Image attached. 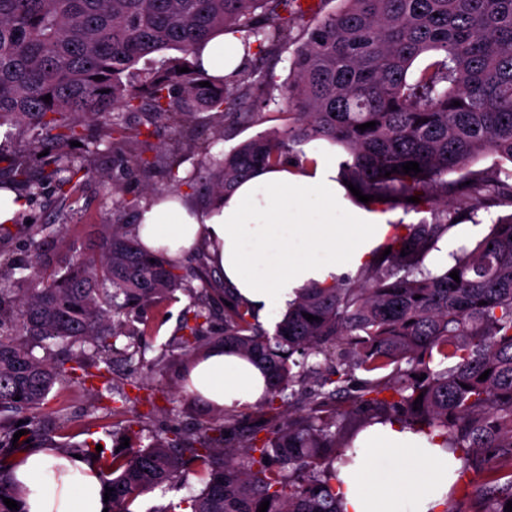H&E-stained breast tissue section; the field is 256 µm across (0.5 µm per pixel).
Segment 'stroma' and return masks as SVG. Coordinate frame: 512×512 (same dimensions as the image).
Returning <instances> with one entry per match:
<instances>
[{
  "instance_id": "35a3bbf8",
  "label": "stroma",
  "mask_w": 512,
  "mask_h": 512,
  "mask_svg": "<svg viewBox=\"0 0 512 512\" xmlns=\"http://www.w3.org/2000/svg\"><path fill=\"white\" fill-rule=\"evenodd\" d=\"M316 2L315 13L297 22L288 41L274 54L263 58L257 50H250L247 69L259 65L266 73L265 86L254 90L252 95L251 109L257 112L258 120L247 127L226 123L224 139L218 145L220 151H230L243 141L285 123L287 115L280 94L288 81L293 56L304 40L307 29L313 27L320 17L333 11L338 4V0ZM71 202L73 212L64 229V241L84 251L92 250L98 242L102 224L112 218L111 205L106 202L98 183L92 180L82 185ZM183 308V303L179 302L169 306H151L141 313L142 321L159 327L157 335L143 338L140 355L142 363L146 365L143 382L157 390L158 405L152 416V427L156 430L168 426L183 427L202 419L205 414L203 403L187 401L173 386L165 369L154 364L155 359L162 354L172 361L179 358L181 351L173 347L171 341ZM48 407L63 410L67 414L69 443L73 446L98 443L105 448H112L114 435L122 434L126 426L125 416L104 415L98 408L95 395L80 387L54 390L48 397ZM201 486L199 477L186 475L176 488L166 492L154 490L142 495L136 508L138 512H177L181 501L197 494Z\"/></svg>"
}]
</instances>
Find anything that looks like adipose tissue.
Segmentation results:
<instances>
[{"instance_id":"obj_1","label":"adipose tissue","mask_w":512,"mask_h":512,"mask_svg":"<svg viewBox=\"0 0 512 512\" xmlns=\"http://www.w3.org/2000/svg\"><path fill=\"white\" fill-rule=\"evenodd\" d=\"M243 44L233 31L206 42L202 71L241 69ZM310 166L258 167L229 193L205 201L183 196L142 203L133 233L150 251L182 256L209 251L224 286L260 321L284 313L300 289L354 275L390 230L386 215L347 205L336 182V149L316 139L303 146ZM189 392L241 410L265 392L261 366L218 350L197 362ZM355 462L338 466L343 512H442L459 477V459L424 432L395 421L367 427L355 440ZM25 512H103L95 468L42 450L16 471Z\"/></svg>"}]
</instances>
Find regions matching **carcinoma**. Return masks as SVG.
<instances>
[{"instance_id": "1", "label": "carcinoma", "mask_w": 512, "mask_h": 512, "mask_svg": "<svg viewBox=\"0 0 512 512\" xmlns=\"http://www.w3.org/2000/svg\"><path fill=\"white\" fill-rule=\"evenodd\" d=\"M305 16L299 0H0V127L18 136L34 131L37 152L48 151L35 163L0 155V189L28 204L48 184L62 206L57 220L28 225L24 261L0 257V512H22L3 502L17 500L19 454L63 436L65 414L43 408L56 385L90 387L108 398L110 414L150 406L127 426V438L142 434L155 390L134 374L120 386L113 378L146 333L125 316L182 296L189 299L178 327L182 354L167 364L179 386L198 360L229 347L264 366L266 395L254 417L213 405L211 420L157 432L144 447L122 449L117 441L110 452L87 451L112 489L108 512H133L139 496L190 470L206 479L185 501L191 512H258L266 500L267 512H343L334 464L351 462L345 451L354 437L342 432L352 421L363 429L382 420L435 436L458 454L461 472L485 473L475 512H506L512 215L490 225L472 249L452 254V263L430 267L425 259L456 221L475 217L476 208L455 207L448 197L512 201V0H339L294 55L288 123L222 157L207 151L180 176V161L154 147L158 127L190 149L193 117L211 111L213 146L225 119L255 120L254 112L230 108L264 84L259 69L207 77L196 66L200 47L235 27L245 31L246 46L252 37L268 55ZM162 51L178 56L139 67ZM429 53L436 59L410 79L412 63ZM371 121L374 128L358 129ZM315 139L343 147L340 180L383 197L368 205L429 211L431 220L392 225L355 276L305 289L273 332L202 258L176 262L133 235L140 195L131 182L159 176L171 194L185 186L210 197L257 165L310 163L301 146ZM72 141L91 154L104 147L112 169L73 156ZM488 155L501 165L469 170ZM409 161L421 172L392 171ZM82 179L96 180L112 200V220L102 225L97 250L72 246L61 255L67 203ZM411 196L420 201H406ZM19 430L28 434L15 442Z\"/></svg>"}]
</instances>
